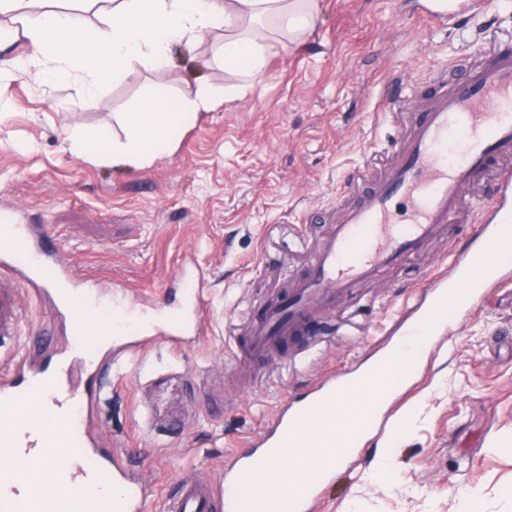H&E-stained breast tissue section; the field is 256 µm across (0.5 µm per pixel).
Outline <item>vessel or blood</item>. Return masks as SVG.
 Listing matches in <instances>:
<instances>
[{
    "instance_id": "vessel-or-blood-1",
    "label": "vessel or blood",
    "mask_w": 512,
    "mask_h": 512,
    "mask_svg": "<svg viewBox=\"0 0 512 512\" xmlns=\"http://www.w3.org/2000/svg\"><path fill=\"white\" fill-rule=\"evenodd\" d=\"M438 90L418 102L399 101L401 134L374 174L355 173V199L336 224L311 240L303 269L263 300L235 339L247 366L304 361L294 341L317 318L336 314L355 288L405 265L464 208L477 210L474 228L449 264L422 284L405 312L415 336L446 333L512 274V45L489 42L478 64L460 75L434 73ZM47 224L13 218L0 225V512H147L151 491L118 450L104 448L94 427L102 390L86 391L83 374H103L158 340L184 350L205 333L201 311L209 286L195 263L178 272L187 295L178 317L158 306L141 309V324L113 336V324L88 306L80 277ZM54 313L46 339L64 361L48 372L24 333L23 293ZM113 347L101 352L100 340ZM416 358L407 346L378 349L359 377L331 374L301 398L284 400L247 451L226 460L220 478L184 472L160 502V512H315L340 462L353 460L359 440L379 421L384 400L367 411L349 395L374 379L388 394L407 387Z\"/></svg>"
}]
</instances>
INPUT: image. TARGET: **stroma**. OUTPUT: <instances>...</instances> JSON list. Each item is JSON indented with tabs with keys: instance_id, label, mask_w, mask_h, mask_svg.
Instances as JSON below:
<instances>
[{
	"instance_id": "stroma-1",
	"label": "stroma",
	"mask_w": 512,
	"mask_h": 512,
	"mask_svg": "<svg viewBox=\"0 0 512 512\" xmlns=\"http://www.w3.org/2000/svg\"><path fill=\"white\" fill-rule=\"evenodd\" d=\"M321 21L303 46L275 55L237 101L200 113L169 155L145 168L73 154L77 128L123 130L116 115L156 84L221 91L228 76L215 41L174 48L167 72L107 82L94 106L78 86L30 74L0 78V210L57 232L63 255L104 302L113 283L129 302L152 291L170 308L181 257L212 282L207 333L176 352L157 342L127 360L98 407L110 448L129 454L162 496L190 469L216 477L258 435L278 404L314 381L363 364L401 310L461 243L471 213L412 257L405 269L357 289L355 307L306 366L273 364L244 378L231 340L254 305L283 288L307 259L306 209L336 216L367 154L395 134L388 97L427 96V77L459 58L478 62L489 39L512 38V0H487L451 22L421 17V0H320ZM414 420L395 446L389 427L369 436L356 462L338 467L321 512H457L456 492H476L482 512H512V282L495 289L432 344L425 365L390 414ZM394 470L376 476L380 454Z\"/></svg>"
}]
</instances>
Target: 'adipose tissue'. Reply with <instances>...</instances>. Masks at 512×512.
I'll return each mask as SVG.
<instances>
[{"label": "adipose tissue", "instance_id": "ef3b65f1", "mask_svg": "<svg viewBox=\"0 0 512 512\" xmlns=\"http://www.w3.org/2000/svg\"><path fill=\"white\" fill-rule=\"evenodd\" d=\"M102 18L93 24L78 9H61L56 0H0L11 17L0 27V56L18 39L27 55L11 60L12 72H34L40 81L76 84L84 105H93L103 85L143 69H168L174 47L222 38L220 56L235 82L222 93L197 85L171 93L156 85L138 106L119 113L123 137L105 126L84 128L70 138L71 151L99 162L138 167L173 153L200 113L239 99L262 75L272 53L299 48L320 21L319 0H90Z\"/></svg>", "mask_w": 512, "mask_h": 512}]
</instances>
